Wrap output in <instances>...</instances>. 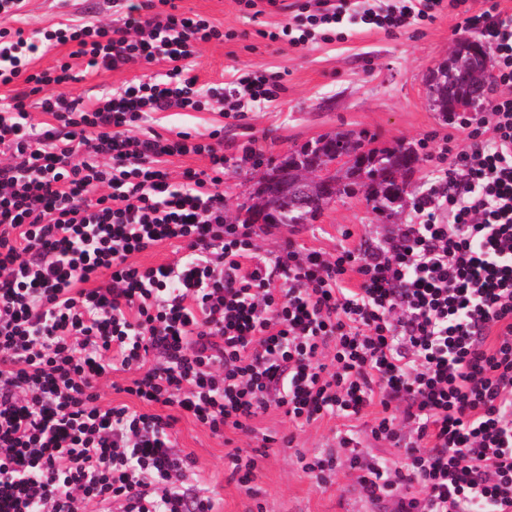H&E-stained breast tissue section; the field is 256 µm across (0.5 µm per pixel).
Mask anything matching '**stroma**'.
<instances>
[{"mask_svg":"<svg viewBox=\"0 0 512 512\" xmlns=\"http://www.w3.org/2000/svg\"><path fill=\"white\" fill-rule=\"evenodd\" d=\"M283 2V10L253 22L237 0H181L183 10L205 15L236 34L233 40L204 45L187 60V68L200 84L225 82L235 70L252 67L278 73L281 92L276 101L247 107L235 120L214 112L172 110L149 114L147 126L164 135L172 130L206 133L222 129L227 159L224 206L230 217L248 203L258 178L288 150L341 129H364L375 135L378 145L415 149L420 161L406 180L410 196L420 195L433 178V155L446 138L462 137L453 119L443 117L433 106L425 77L450 59L466 31H455L454 17L445 13L391 34L347 22L333 41L318 39L293 48L266 37L267 31L292 17V0ZM111 16L112 0H26L18 25L30 34L65 18L81 23ZM72 62L76 78L65 91L85 100L122 90L142 77H162L167 70L163 63L109 71L86 69L79 59ZM249 144L256 153L246 160L242 149ZM412 215L408 203L391 217L374 211L359 193L337 200L317 220L295 231L262 236L259 244L270 251L290 238L332 253L350 238H377L394 225L410 223ZM256 426L260 435L251 439V447H259L264 434L276 437L277 442L267 449L248 488L230 480L229 449L223 439L188 419L176 426L180 450L195 461L187 484L205 489L217 512H370L363 490L349 475L338 473L324 484L298 463L300 456L337 445L339 422L295 429L279 412L271 411ZM287 435L292 436V443H284Z\"/></svg>","mask_w":512,"mask_h":512,"instance_id":"stroma-1","label":"stroma"}]
</instances>
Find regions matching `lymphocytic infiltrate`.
Here are the masks:
<instances>
[{"label":"lymphocytic infiltrate","instance_id":"lymphocytic-infiltrate-1","mask_svg":"<svg viewBox=\"0 0 512 512\" xmlns=\"http://www.w3.org/2000/svg\"><path fill=\"white\" fill-rule=\"evenodd\" d=\"M109 23L60 22L24 37V0H0V512H214L186 488L190 455L174 429L254 436L277 409L295 427L373 418L374 439L402 451L388 466L353 451L303 468L321 482L356 473L368 500L397 512H512V12L501 0H296L270 40L299 47L343 22L390 33L449 12L491 50L495 95L463 147L443 148L415 220L335 254L284 240L224 211L219 130L141 131L152 112L225 118L275 101L276 80L247 71L202 87L186 60L223 40L177 0H114ZM73 45L92 70L163 62V78L85 102L72 66L31 73L36 54ZM45 122L29 120L27 100ZM197 155L174 190L171 158ZM178 243L173 259L138 255ZM129 374L125 401L100 386ZM417 496H398L407 484Z\"/></svg>","mask_w":512,"mask_h":512}]
</instances>
